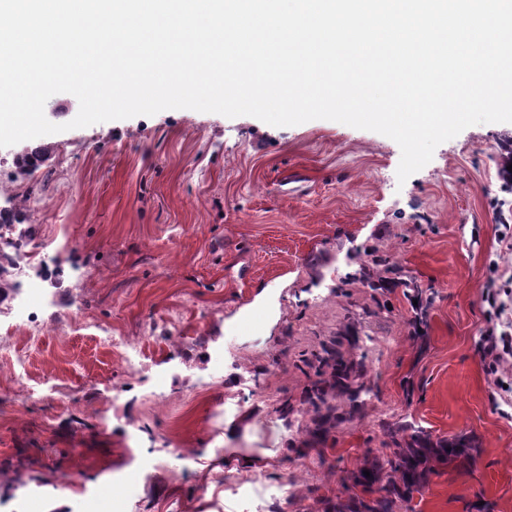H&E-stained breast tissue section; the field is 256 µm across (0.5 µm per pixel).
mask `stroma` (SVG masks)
<instances>
[{"label": "stroma", "mask_w": 512, "mask_h": 512, "mask_svg": "<svg viewBox=\"0 0 512 512\" xmlns=\"http://www.w3.org/2000/svg\"><path fill=\"white\" fill-rule=\"evenodd\" d=\"M511 143L512 123L470 126L403 182L395 141L323 119L171 109L0 148L43 207L33 238L61 247L58 307L78 299L146 362L126 375L91 328L19 340L54 387L0 395V512H82L87 489L102 512H335L399 424L478 454L392 512H512V417L480 349L487 288L512 278ZM40 147L35 171L14 164ZM374 252L415 290L364 287ZM329 342L347 374L321 442L306 396Z\"/></svg>", "instance_id": "obj_1"}]
</instances>
